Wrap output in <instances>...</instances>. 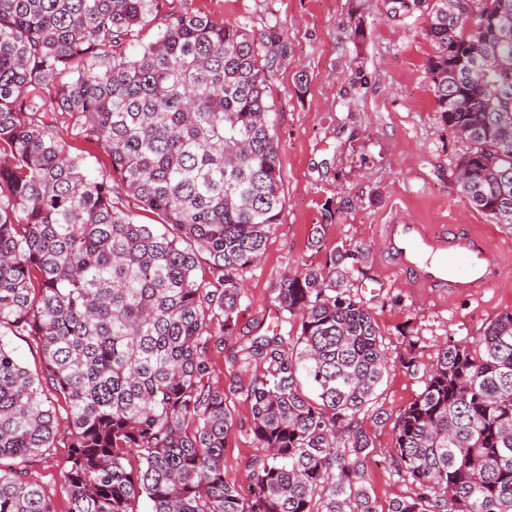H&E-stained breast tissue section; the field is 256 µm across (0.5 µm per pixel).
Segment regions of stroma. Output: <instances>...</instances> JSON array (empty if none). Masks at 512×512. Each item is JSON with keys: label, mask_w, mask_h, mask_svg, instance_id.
<instances>
[{"label": "stroma", "mask_w": 512, "mask_h": 512, "mask_svg": "<svg viewBox=\"0 0 512 512\" xmlns=\"http://www.w3.org/2000/svg\"><path fill=\"white\" fill-rule=\"evenodd\" d=\"M172 14L206 15L256 34L275 25L288 36L291 56L270 79L267 95L276 114L284 210L263 257L240 279L239 326L266 332L274 315L272 289L285 273L325 267L338 245L363 251V272L348 287L375 319L388 371L357 425L371 439L365 481L379 512H387L390 501L418 491L390 455L395 418L424 388L403 358L431 365L446 343L479 336L493 317L512 310V270L495 287L444 297L381 266V227L397 218L437 231L462 224L512 260V225L473 209L455 180L468 144L441 121L425 70L433 47L422 34V19L403 25L387 20L383 0H161L141 43L152 41ZM54 125L58 140L83 158L89 173L108 168L103 147L85 139L65 114H57ZM318 224L326 227L319 249L310 244ZM235 351L230 343L211 346L209 362L212 382L237 387L229 401L234 425L224 477L243 485L246 464L257 452L246 391L259 369L233 364ZM67 455L61 442L26 465L57 512L68 507L62 477Z\"/></svg>", "instance_id": "35a3bbf8"}]
</instances>
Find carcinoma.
<instances>
[{
  "label": "carcinoma",
  "instance_id": "carcinoma-1",
  "mask_svg": "<svg viewBox=\"0 0 512 512\" xmlns=\"http://www.w3.org/2000/svg\"><path fill=\"white\" fill-rule=\"evenodd\" d=\"M385 2L394 22L425 17L438 111L469 144L457 182L511 225L512 0ZM158 4L0 0V327L44 355L33 375L0 336V461L65 438L67 512H134L141 498L150 512H378L355 422L388 361L346 287L361 251L284 274L274 326L239 333V277L284 209L267 84L288 37L172 15L128 55ZM59 111L106 150L109 172L64 149ZM120 191L160 225L135 223ZM216 340L263 367L247 391L260 453L245 490L224 480L233 417L210 381ZM403 365L424 389L396 417L391 454L419 492L388 512H512V311L424 371ZM0 512L57 510L27 471L0 467Z\"/></svg>",
  "mask_w": 512,
  "mask_h": 512
}]
</instances>
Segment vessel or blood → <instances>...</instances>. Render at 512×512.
Here are the masks:
<instances>
[{
    "label": "vessel or blood",
    "instance_id": "1",
    "mask_svg": "<svg viewBox=\"0 0 512 512\" xmlns=\"http://www.w3.org/2000/svg\"><path fill=\"white\" fill-rule=\"evenodd\" d=\"M385 268L409 282L451 295L495 285L505 273L500 250L466 227L441 231L397 220L383 227Z\"/></svg>",
    "mask_w": 512,
    "mask_h": 512
}]
</instances>
